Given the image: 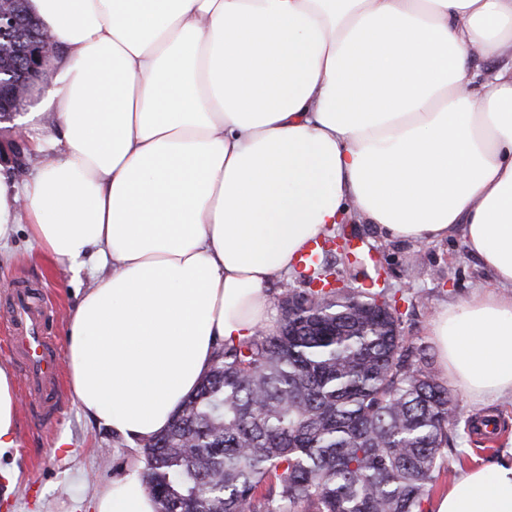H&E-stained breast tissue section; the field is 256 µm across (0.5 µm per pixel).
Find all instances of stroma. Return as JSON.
<instances>
[{"mask_svg":"<svg viewBox=\"0 0 512 512\" xmlns=\"http://www.w3.org/2000/svg\"><path fill=\"white\" fill-rule=\"evenodd\" d=\"M22 116L0 121V166L12 169L16 179L26 178L36 160L18 131ZM358 230L363 244L383 266L390 288L423 294V305L408 310L404 333L425 349L430 363H437L429 324L439 308L489 290L491 279L482 263L471 256L459 238L421 245L386 239L376 225L362 223ZM13 258L0 262V297L12 288L29 287L44 297L50 314L49 330L63 342L65 317L75 301L68 267L47 270L32 256L24 229H17L12 242ZM448 390L457 400L455 446L444 464L433 493L446 492L452 476L467 469L491 464L503 448L512 444V398L480 403L455 383ZM62 406L50 424H35L29 403L19 410L17 440L20 471L15 482L0 478V512H92L95 494L121 476L126 461L142 459V445L115 435L110 428L88 417L61 386ZM490 412L500 421L497 434L477 436L472 430L477 414Z\"/></svg>","mask_w":512,"mask_h":512,"instance_id":"stroma-1","label":"stroma"}]
</instances>
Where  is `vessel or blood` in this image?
Wrapping results in <instances>:
<instances>
[{
	"label": "vessel or blood",
	"instance_id": "b4317fda",
	"mask_svg": "<svg viewBox=\"0 0 512 512\" xmlns=\"http://www.w3.org/2000/svg\"><path fill=\"white\" fill-rule=\"evenodd\" d=\"M45 309V304L39 303L28 288L14 289L6 309L14 327L8 349L24 372L26 387L33 398L32 418L39 424L51 421L60 398L56 370L61 351L44 331Z\"/></svg>",
	"mask_w": 512,
	"mask_h": 512
}]
</instances>
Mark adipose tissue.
Here are the masks:
<instances>
[{
  "mask_svg": "<svg viewBox=\"0 0 512 512\" xmlns=\"http://www.w3.org/2000/svg\"><path fill=\"white\" fill-rule=\"evenodd\" d=\"M56 50L0 172V246L24 226L89 286L66 317L83 411L147 443L216 350L271 324L269 281L359 216L387 239L461 237L492 290L429 331L446 377L512 396V0H28ZM501 58L492 70L478 61ZM0 363V476L17 471ZM96 512H157L136 474ZM433 512H512V448Z\"/></svg>",
  "mask_w": 512,
  "mask_h": 512,
  "instance_id": "ef3b65f1",
  "label": "adipose tissue"
}]
</instances>
